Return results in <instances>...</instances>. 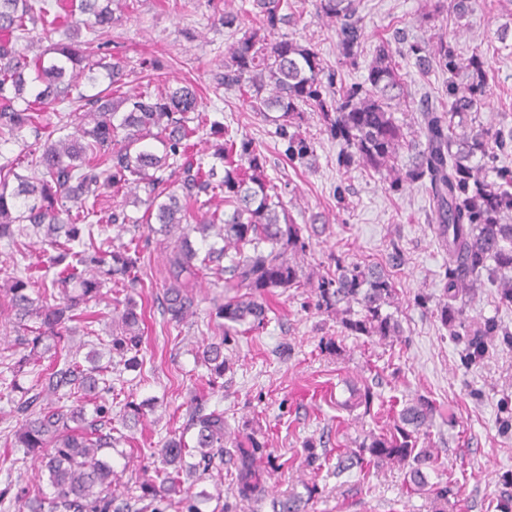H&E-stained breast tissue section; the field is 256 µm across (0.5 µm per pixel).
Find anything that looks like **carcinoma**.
Segmentation results:
<instances>
[{
  "label": "carcinoma",
  "mask_w": 512,
  "mask_h": 512,
  "mask_svg": "<svg viewBox=\"0 0 512 512\" xmlns=\"http://www.w3.org/2000/svg\"><path fill=\"white\" fill-rule=\"evenodd\" d=\"M257 24L224 53L218 84L244 87L249 105L287 140L288 159L314 155L313 144L297 131L304 112L319 115L325 131L343 146L337 163L387 173L388 190L401 192L414 184L426 188L429 224L448 250L444 292L437 312L448 336L464 345L462 361L478 364L498 340L512 350V329L467 314L466 298L478 282L497 286L498 304L512 308V126L478 121L489 88L487 59L476 48L458 57L451 41L413 42L406 54L419 71L448 74V102L416 105L418 134L408 135L396 122L393 102L405 97V82L395 61L392 42L380 41L362 83L337 80L311 44L280 33L293 22L284 0H251ZM471 0H436L429 20L448 13L456 21L471 11ZM320 16L335 28L341 64L356 68L364 38L360 0H319ZM120 21L112 0H0V145L20 146L15 158L0 162V240L32 233L56 254L49 267L62 266L52 285L64 288L62 300L48 305L33 296L30 268L13 276L3 304L18 324L36 318L40 326L23 339L21 355L11 366L17 374L32 360L65 342L73 312L95 301L103 284L131 283L140 262L138 247L106 250L91 243L74 252L72 245L102 231L90 221L96 201L110 191L134 187L144 192L140 217L126 210L112 212V224H157L158 232L175 240L169 257V282L163 289L164 313L181 323L192 314L195 297L182 276L208 270L224 287L236 290L216 307L224 320L219 342L202 345L210 371L224 375V344L236 327L264 323L266 294L274 289L304 288L298 263L288 258L306 251L300 225L293 223L282 201V187L266 174V156L249 139L237 140L229 129L203 113L196 88L161 82L157 62H143L139 90L117 94L134 69L110 53L107 34ZM85 39H78L80 31ZM74 36L57 40L61 33ZM47 43L28 55L35 43ZM105 87L92 95L83 81ZM85 102L89 108L61 113L58 105ZM62 138L54 134L67 128ZM295 131L288 132L289 128ZM40 143L35 152L25 132ZM211 150V161L190 155V140L200 133ZM30 158L29 175L15 171ZM224 195L226 211H208L211 197ZM201 235V246L189 231ZM223 242H207L211 230ZM73 261L66 262L67 257ZM390 275L376 265L336 261V274L317 286L318 309L334 310L346 332L387 340L401 335L400 323L384 308L393 305ZM112 352L136 360L141 348L142 313L132 295L114 298ZM73 393L110 394L112 379L104 371L66 360L63 366L34 375L31 396L17 403L22 416L13 432L14 445L38 460L48 472L51 493L27 488L18 497L19 512H163L159 504L182 493L180 472L209 471L214 463L234 467L233 497L258 503L269 497L265 472L258 465L267 443L253 432L235 435L220 411L191 407L189 429L194 446L171 437L158 449L159 481L140 487L134 500L121 502L112 491V465L103 451L118 447L124 436L113 435L112 407L101 400L91 417L82 405L45 408L38 400L62 389ZM433 403L420 397L397 413L392 431L368 434L359 449L338 462L345 470L364 461L406 469L407 481L418 491L448 498V486H427L422 466L433 463L431 452L418 447L433 420ZM232 447H227V444ZM200 463H188L193 452ZM273 512H300L301 497L272 498Z\"/></svg>",
  "instance_id": "carcinoma-1"
}]
</instances>
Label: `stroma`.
<instances>
[{
  "mask_svg": "<svg viewBox=\"0 0 512 512\" xmlns=\"http://www.w3.org/2000/svg\"><path fill=\"white\" fill-rule=\"evenodd\" d=\"M296 22L289 36L311 42L328 67H336V37L317 15L316 0H288ZM431 0H363L364 41L357 68L341 72L345 82H361L380 39L404 29L409 40L455 34L458 52L481 47L489 65L490 91L480 112L485 122L512 124V40L496 38L497 29L512 26V0H472L463 27L447 15L423 21ZM206 0H185L175 10L167 0H137L109 36V49L130 63L144 58L163 62L162 76L170 84H195L210 118L228 125L238 137L260 144L267 157V175L284 184L282 199L295 223L306 226L309 247L298 255L304 288L275 289L266 297L264 324L232 338L224 348L228 367L223 377H211L200 353L207 342L224 335L215 316L224 301V285L211 276L194 279L195 312L184 322H169L161 306L164 275L172 241L150 232L147 225H109L113 247L138 244L144 256L133 293L144 312L141 363L121 372V395L141 404L138 421L129 423L128 440L113 449L112 488L120 498L138 493L141 483L154 480L157 450L172 435L181 434L189 419L191 399L206 410L223 412L230 429L257 430L267 443L269 485L275 497L296 494L303 512H495L512 473V433L498 429L501 400L512 403V350L490 346L475 366L463 367L460 345L448 336L433 308L414 302L415 295L440 298L448 253L426 221L429 198L424 187L389 192L382 175L360 167H338L340 142L325 132L316 114L305 117L301 129L315 146L310 163H290L287 143L275 127L252 112L242 92L216 89V78L234 38L214 24ZM411 98L441 100L445 74L421 75L412 58L398 59ZM344 188L346 204L336 203ZM378 264L387 269L397 288L390 311L403 330L394 341L370 340L343 332L335 314L315 309L313 287L334 274L337 260ZM115 288L105 285L101 301L89 303L92 325L72 322L67 346L80 363L95 359L111 364L104 341L112 332ZM18 329L0 312V462H16L21 475L6 485L0 470V512H18L21 489L47 487L11 434L19 423L8 398L5 378L29 387L35 372L62 362V354L45 353L32 371L11 375L6 358L20 354ZM370 387V410H350L344 400L351 387ZM435 400L437 412L425 440L436 461L426 467L428 482L448 485L447 499L410 492L404 473L393 466L351 468L337 473L339 456L356 448L364 436L389 428L395 411L417 396ZM314 443L320 468L309 467L306 445ZM231 467L209 470L205 476H182L200 512H224L231 500Z\"/></svg>",
  "mask_w": 512,
  "mask_h": 512,
  "instance_id": "stroma-1",
  "label": "stroma"
}]
</instances>
